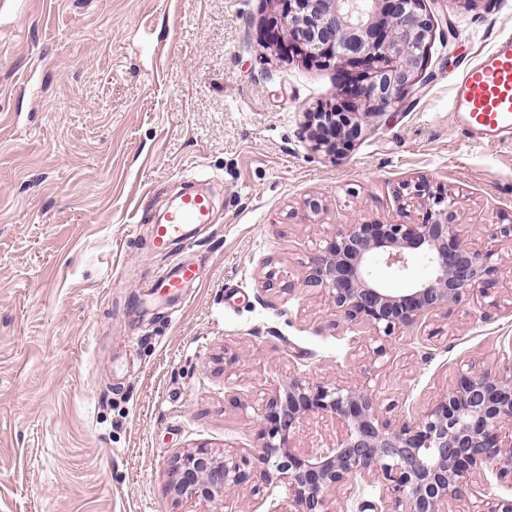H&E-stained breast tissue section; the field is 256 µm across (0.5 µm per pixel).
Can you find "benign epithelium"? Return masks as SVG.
Instances as JSON below:
<instances>
[{
	"instance_id": "7a95c632",
	"label": "benign epithelium",
	"mask_w": 512,
	"mask_h": 512,
	"mask_svg": "<svg viewBox=\"0 0 512 512\" xmlns=\"http://www.w3.org/2000/svg\"><path fill=\"white\" fill-rule=\"evenodd\" d=\"M287 38L286 56L356 71L341 88L342 103L305 113L312 149L335 157L350 148L362 121L398 103L415 84L435 34L426 0H275ZM418 203L413 221L342 224L325 239L297 283L317 289L347 328L367 331L371 363L387 342L448 311L468 297L500 307L512 277L495 252L471 241L457 222L455 198L426 176L402 185ZM424 253L433 274L400 291L371 278L382 263L405 270ZM380 388L370 382L315 381L290 373L272 386L260 411L262 443L216 453L201 445L175 456L171 491L191 501L231 500L243 486L283 487L273 512H348L343 491L379 486V503L359 512H512V498L490 494L487 472L512 478V358L498 370H458L445 393L419 412L391 419L381 410ZM316 419L335 424V438L310 453L294 439Z\"/></svg>"
}]
</instances>
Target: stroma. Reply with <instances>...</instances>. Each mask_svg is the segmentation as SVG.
<instances>
[{
  "mask_svg": "<svg viewBox=\"0 0 512 512\" xmlns=\"http://www.w3.org/2000/svg\"><path fill=\"white\" fill-rule=\"evenodd\" d=\"M430 8L417 82L331 159L304 115L349 72L279 54L275 0H0V512H224L176 498L170 464L259 445L256 410L290 372L373 376L401 411L502 367L511 300L450 307L374 370L323 299L282 290L337 225L416 217L397 192L420 175L476 243L512 222V135L475 143L449 110L459 64L512 33V0ZM192 186L214 218L175 253L200 278L145 303L175 254L155 220Z\"/></svg>",
  "mask_w": 512,
  "mask_h": 512,
  "instance_id": "35a3bbf8",
  "label": "stroma"
}]
</instances>
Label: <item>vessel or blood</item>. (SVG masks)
I'll return each instance as SVG.
<instances>
[{"instance_id": "obj_1", "label": "vessel or blood", "mask_w": 512, "mask_h": 512, "mask_svg": "<svg viewBox=\"0 0 512 512\" xmlns=\"http://www.w3.org/2000/svg\"><path fill=\"white\" fill-rule=\"evenodd\" d=\"M449 107L473 140L489 143L512 133L511 36L500 38L489 50L460 66ZM211 209L206 195H183L165 222L156 225V248L168 250L172 239L186 236L189 225L209 223ZM196 278L195 267L178 260L151 275L146 286L151 292L177 299Z\"/></svg>"}]
</instances>
